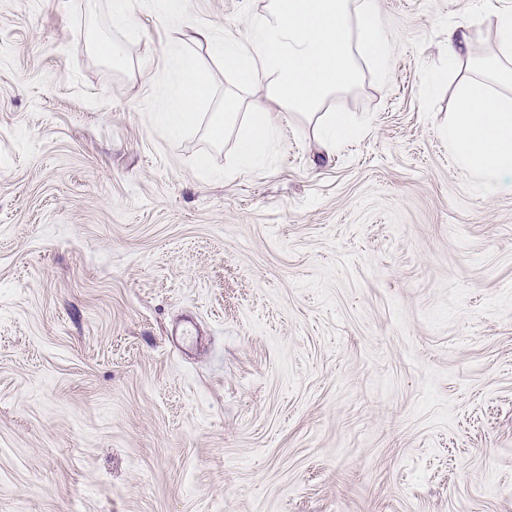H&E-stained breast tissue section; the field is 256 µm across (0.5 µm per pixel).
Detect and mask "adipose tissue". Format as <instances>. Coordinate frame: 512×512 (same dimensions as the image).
Masks as SVG:
<instances>
[{"label":"adipose tissue","instance_id":"obj_1","mask_svg":"<svg viewBox=\"0 0 512 512\" xmlns=\"http://www.w3.org/2000/svg\"><path fill=\"white\" fill-rule=\"evenodd\" d=\"M499 52L470 58L466 36L448 30V62H467L471 76L444 136L458 167L492 183L512 177V100L495 97L488 84L512 88V12L495 11ZM388 66V43L372 0H267L242 32L224 37V70L238 87L262 86L266 101L312 119L321 141L335 146L346 139L355 122L345 112H327V100L355 87L361 78L357 56ZM180 80L168 116L175 127L196 124L203 101L214 86L194 57L180 65ZM266 102L224 96V113L213 118L207 134L221 141L239 125L236 161L250 167L265 157L277 130L278 117Z\"/></svg>","mask_w":512,"mask_h":512}]
</instances>
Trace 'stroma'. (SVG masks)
Here are the masks:
<instances>
[{"mask_svg":"<svg viewBox=\"0 0 512 512\" xmlns=\"http://www.w3.org/2000/svg\"><path fill=\"white\" fill-rule=\"evenodd\" d=\"M112 3L0 0V512H512V180L441 135L493 17L375 0L358 132L291 114L242 170L193 28L265 0ZM177 49L215 88L179 131Z\"/></svg>","mask_w":512,"mask_h":512,"instance_id":"1","label":"stroma"}]
</instances>
